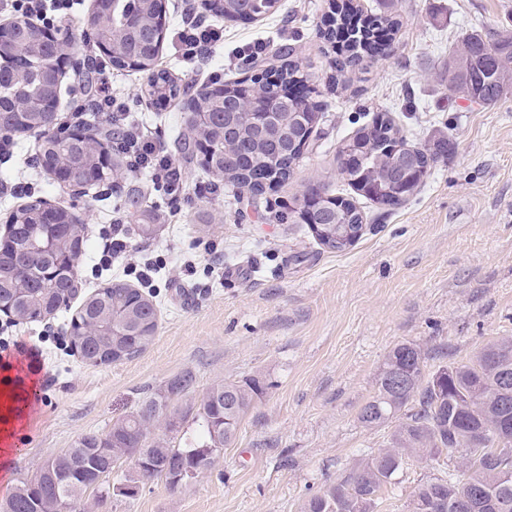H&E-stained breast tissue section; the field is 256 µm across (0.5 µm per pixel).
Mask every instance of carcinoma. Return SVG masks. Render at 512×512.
<instances>
[{"label":"carcinoma","instance_id":"obj_1","mask_svg":"<svg viewBox=\"0 0 512 512\" xmlns=\"http://www.w3.org/2000/svg\"><path fill=\"white\" fill-rule=\"evenodd\" d=\"M277 0H207L216 16L232 20L256 18L272 11ZM166 0H116L105 18H89L93 41L112 43L109 61L149 74L147 95L155 102L172 101L184 89L168 72L157 68L163 39ZM3 37L23 45L17 70L0 68V134L11 137L39 130V163L43 169L67 167L79 181H117L125 163L117 158L112 167L98 166L93 149L112 146L111 137L122 129L91 108L81 127L72 129L57 121L33 127L16 115L12 101L40 99L49 88L46 70L56 54V41L44 28L15 20L0 29ZM363 33L343 49L336 33L323 32L334 72L343 75L367 68L369 55L362 48ZM280 79L288 84L308 83L298 63L280 66ZM448 83L467 100L485 106L500 101L512 86V36L469 34L448 53ZM259 97L269 112L268 130L262 134L249 123L244 104ZM188 112L199 116L186 120L189 140L206 142L215 164L205 170L239 190L258 193L267 185L288 181L293 167L303 158L318 122L317 106L309 97L290 98L269 83L263 73L224 84V96L193 94ZM448 153V141L431 147L408 144L401 131L384 114L362 126L341 142L336 151L341 174L358 194L381 205L395 206L414 194L432 165ZM51 220L59 224L56 251L38 249L44 234L40 203L18 209L8 223L7 243L0 253V304L26 320L38 321L56 310L62 297L77 291L78 259L84 225L74 222L64 209H55ZM283 224H319L332 236L334 225L348 224L359 239L365 217L356 203L324 184H314L278 214ZM325 236V237H327ZM322 246L325 237L314 233ZM50 273L53 287L43 284ZM159 305L155 296L123 282H115L86 295L68 327L85 364L112 357L121 361L143 353L154 341ZM190 373L167 382L178 397L194 392ZM265 387L259 378L222 382L209 387L197 409L200 433L188 448H170L160 441L147 443L152 429L174 430L172 413L148 399L131 414L112 422L105 432L82 435L74 445L47 456L36 472L19 477L0 512H88L87 487L94 471L121 466L135 459L140 484L162 480L175 488L182 469L196 476L207 473L236 437L242 417ZM360 421L378 426L396 421L389 446L363 459L357 467L309 497L301 512H376L379 493L392 484L404 462L411 458L460 460L445 474L420 483L408 503V512H460V497L480 493L466 512H512V339L487 344L468 363L440 366L431 376L424 371V354L410 343L394 347L376 379L374 395L362 407ZM482 437L481 448L469 443Z\"/></svg>","mask_w":512,"mask_h":512}]
</instances>
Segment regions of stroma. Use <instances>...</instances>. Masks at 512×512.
<instances>
[{
	"label": "stroma",
	"instance_id": "stroma-1",
	"mask_svg": "<svg viewBox=\"0 0 512 512\" xmlns=\"http://www.w3.org/2000/svg\"><path fill=\"white\" fill-rule=\"evenodd\" d=\"M365 13L400 23L391 52L362 72L333 77L318 32L327 0H279L278 10L224 24V47L210 62L177 52L176 24L187 0H168L159 66L180 84L213 77L242 79L246 61L293 48L320 106L315 145L288 182L254 196L221 194L171 204L148 177H126L118 191L94 186L76 197L32 163L38 134L21 137L0 164V234L23 201L63 206L84 222L79 288L71 306L122 273L93 277L89 264L100 225L121 213L134 255L168 261L153 292L161 318L142 354L97 367L82 363L67 335L70 312L35 322L0 315V363L33 364L37 384L18 424L0 499L16 478L83 433L107 430L156 395L175 375L212 384L259 378L264 394L242 419L215 466L181 487L144 485L132 499L110 497L90 512H300L304 500L387 445L393 424H362L388 353L412 343L426 373L474 358L490 341L512 336V92L490 107L448 87V50L463 36L512 33V0H357ZM145 73L113 69L112 93L149 129L187 185L205 180L194 145L177 143L184 99L156 106L144 94ZM394 119L408 142L448 139V154L403 204L382 206L356 195L336 163L338 143L377 113ZM29 183L27 197L10 193ZM324 183L356 200L366 217L362 237L342 252L320 245L305 224L280 223V203ZM213 254H205L202 243ZM247 274L233 282L208 276L213 261ZM428 459H410L383 489L377 512H407L421 479L441 474Z\"/></svg>",
	"mask_w": 512,
	"mask_h": 512
}]
</instances>
